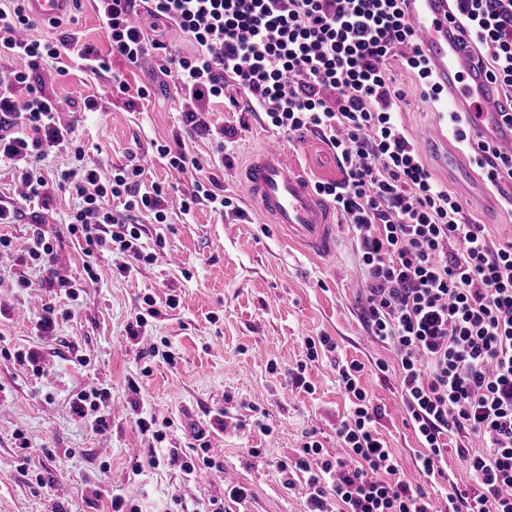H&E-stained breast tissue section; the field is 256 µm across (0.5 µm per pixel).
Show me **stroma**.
<instances>
[{
	"label": "stroma",
	"mask_w": 512,
	"mask_h": 512,
	"mask_svg": "<svg viewBox=\"0 0 512 512\" xmlns=\"http://www.w3.org/2000/svg\"><path fill=\"white\" fill-rule=\"evenodd\" d=\"M64 32L107 50L92 0H83L61 25L40 22L31 35L50 39ZM65 65L66 73L45 65L39 75L46 92L62 103V123L86 145L87 160L108 174L135 152L145 161L147 182H178L165 223L143 216L139 244L146 253L161 247L179 254L181 262L142 263L123 274L120 255L101 254L95 281L71 301L59 289L41 287L39 266L20 258L36 229L30 216L0 225V234L14 243L0 253V346L38 356L34 367L0 361V512H111L112 494L127 489L138 491L142 512H169L178 498L203 505L213 497L223 499L224 512H305L304 498L285 487L276 464L294 458L312 430L328 451L336 449V423L346 406L336 369L328 358L305 360L304 337L321 334L335 341L337 357L363 363L360 382L383 411L379 430L404 473L414 475L422 447L403 421L396 357L369 337L361 316L366 281L352 233L339 226L336 261L323 265L285 246L238 179L250 152L277 137L276 130L252 113L210 104L211 121L233 133L223 164L212 172L239 210L219 215L201 204L186 215L180 198L191 191V179L175 176L155 146L179 142L200 159L213 156L210 136L184 123L198 102L178 92L155 58L133 66L116 57L111 72L99 74L84 70L76 58ZM386 68L406 95L404 127L434 178L462 201L465 221L484 225L494 242H511L512 208L472 196L423 139L426 128L446 123L439 103L420 96L416 76L400 57L387 59ZM114 72L129 85L128 94L110 95ZM142 85L151 86L150 97L136 96ZM88 98L98 99L101 111H85ZM282 143L310 180L341 179L334 153L315 134ZM76 203L71 194L55 192L45 229L54 243L57 276L83 281V255L66 226ZM147 296L155 298L158 314L130 338L127 325ZM170 297L175 306L167 305ZM49 303L66 317L53 335L41 336L35 324ZM165 351L173 361L162 359ZM380 361L388 371H378ZM300 362L307 365L303 386L288 373ZM132 378L140 393L129 391ZM95 379L112 392L110 419L97 431L71 409L73 397ZM141 414L171 421L165 445L184 454L196 447L197 431L209 432L223 470L205 483L184 481L174 467L134 472L137 458L153 445L151 434L135 424ZM21 433L28 441L24 449ZM464 469L463 458L452 451L441 475L417 477L435 512H444L445 495ZM228 486L245 488L246 498L225 497Z\"/></svg>",
	"instance_id": "stroma-1"
}]
</instances>
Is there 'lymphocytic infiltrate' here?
<instances>
[{"mask_svg": "<svg viewBox=\"0 0 512 512\" xmlns=\"http://www.w3.org/2000/svg\"><path fill=\"white\" fill-rule=\"evenodd\" d=\"M461 23L482 49L490 77L512 92V0H460ZM108 41L107 53L80 44L73 33L46 40L29 37L35 25L26 0H0V164L11 167L29 201L46 197L40 163L68 153L58 189L80 205L68 230L87 258L108 251L132 263L142 254L139 218L164 223L168 187L145 184L144 168L130 162L102 177L63 125L57 101L38 76L42 62L77 56L91 73H109L111 91L127 83L112 71L113 57L136 64L160 58L162 72L200 102L223 101L239 90L269 127L288 136L311 132L336 156L338 181L315 182L352 228L369 281L362 318L369 335L398 359L405 421L423 447L419 473H442L448 435L481 437L482 451L458 448L472 477L448 493V512H512V242L492 241L480 224L465 222L461 200L443 188L422 162L399 112L404 99L384 62L400 53L417 77L423 98L441 92L414 47V28L402 0H94ZM143 13L144 23L131 17ZM175 25L187 52L169 51L150 22ZM448 126L492 187L512 182V153L477 141L465 117L452 112ZM168 165L193 174L183 212L208 203L236 211L198 157L183 147L157 145ZM121 200L122 211L105 206ZM362 363L336 364L349 401L336 426L339 454L307 434L294 460L281 462L288 487L306 490V512H433L427 494L405 481L396 455L380 436V408L360 384ZM111 390L84 389L74 413L93 428L107 424Z\"/></svg>", "mask_w": 512, "mask_h": 512, "instance_id": "1", "label": "lymphocytic infiltrate"}]
</instances>
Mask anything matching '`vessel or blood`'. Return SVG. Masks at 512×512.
<instances>
[{
	"label": "vessel or blood",
	"mask_w": 512,
	"mask_h": 512,
	"mask_svg": "<svg viewBox=\"0 0 512 512\" xmlns=\"http://www.w3.org/2000/svg\"><path fill=\"white\" fill-rule=\"evenodd\" d=\"M71 0H29V12L43 21L60 18ZM414 25L415 46L428 60L443 90V107L465 113L477 140L512 151V107L489 76L483 54L458 19L455 0H404ZM240 181L259 214L324 262L336 258L333 207L288 157L282 142L268 140L240 171Z\"/></svg>",
	"instance_id": "vessel-or-blood-1"
}]
</instances>
